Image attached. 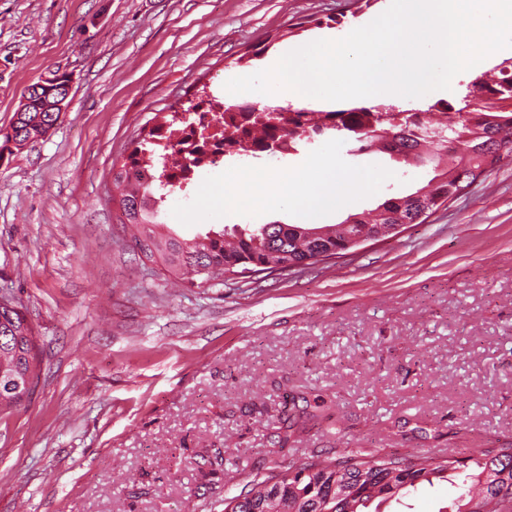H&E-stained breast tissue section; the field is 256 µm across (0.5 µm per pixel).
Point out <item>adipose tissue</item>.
Returning a JSON list of instances; mask_svg holds the SVG:
<instances>
[{"instance_id": "adipose-tissue-1", "label": "adipose tissue", "mask_w": 512, "mask_h": 512, "mask_svg": "<svg viewBox=\"0 0 512 512\" xmlns=\"http://www.w3.org/2000/svg\"><path fill=\"white\" fill-rule=\"evenodd\" d=\"M231 180L236 185L233 196L213 198L215 207L223 209L225 218H232L241 211L263 217L274 203H288L296 210L301 223H311L330 204L331 200L342 196L372 192L373 179L348 180L340 175L328 177L318 194L309 192V173H298L292 177L268 182L264 174L244 172L233 174Z\"/></svg>"}]
</instances>
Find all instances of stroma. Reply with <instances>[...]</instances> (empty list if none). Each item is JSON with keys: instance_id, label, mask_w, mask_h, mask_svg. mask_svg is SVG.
<instances>
[{"instance_id": "stroma-1", "label": "stroma", "mask_w": 512, "mask_h": 512, "mask_svg": "<svg viewBox=\"0 0 512 512\" xmlns=\"http://www.w3.org/2000/svg\"><path fill=\"white\" fill-rule=\"evenodd\" d=\"M388 3L0 0V132L25 87L55 71L72 81L54 128L0 159V292L34 327L40 361L30 400L0 414V512H224L276 464L512 447V163L387 241L213 287L175 288L144 265L107 196L142 128ZM315 160L377 178L324 224L433 175L324 136L274 162H227L159 220L186 239L296 223L284 204L225 219L206 192L241 169L282 178ZM291 405L292 427L269 429ZM461 483L419 489L397 512H439Z\"/></svg>"}]
</instances>
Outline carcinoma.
<instances>
[{
	"label": "carcinoma",
	"mask_w": 512,
	"mask_h": 512,
	"mask_svg": "<svg viewBox=\"0 0 512 512\" xmlns=\"http://www.w3.org/2000/svg\"><path fill=\"white\" fill-rule=\"evenodd\" d=\"M498 79L475 77L461 106L435 102L425 109L395 111L390 105L355 106L313 113L310 130L333 132L353 144L354 156L384 152L416 167H429L434 176L416 191L391 197L377 208L349 216L339 224H262L231 234L216 232L202 241L181 240L158 221L159 202L176 191L158 184L165 161L180 153L177 128L163 125L140 134L117 169H112V197L121 223L131 229V246L139 257L160 267L162 275L202 287L221 277L246 270L274 272L290 265L304 270L317 265L315 252L345 251L355 235L391 237L397 224H420L484 173L512 160V64L500 63ZM226 112H252L253 123L271 137L288 139L289 149L307 142L300 126L303 110L238 104ZM61 112H17L13 134L5 142L16 147L42 136L59 121ZM144 167L155 170L143 177ZM35 330L9 293L0 294V375L21 382L38 377ZM27 399L0 383V413H9ZM465 472L464 492L454 512H512V448L483 450L462 459L436 460L416 455L411 460L349 451L316 458L295 470H272L248 482L239 494L224 499V512H385L392 502L423 485L448 480V472Z\"/></svg>",
	"instance_id": "1"
}]
</instances>
